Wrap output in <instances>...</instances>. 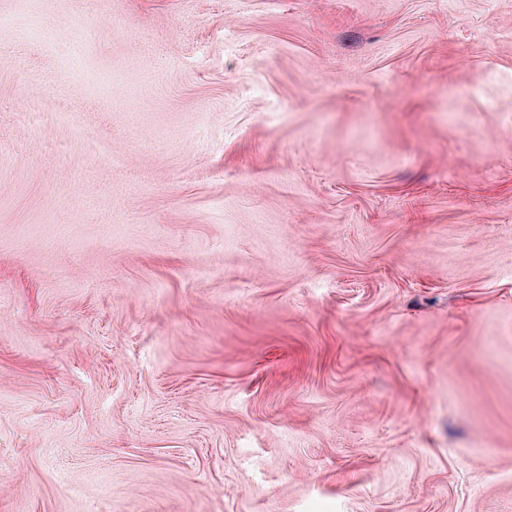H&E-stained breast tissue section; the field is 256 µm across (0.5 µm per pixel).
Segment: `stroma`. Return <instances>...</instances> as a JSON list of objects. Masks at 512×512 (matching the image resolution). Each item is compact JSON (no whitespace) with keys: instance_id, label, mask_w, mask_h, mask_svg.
Masks as SVG:
<instances>
[{"instance_id":"35a3bbf8","label":"stroma","mask_w":512,"mask_h":512,"mask_svg":"<svg viewBox=\"0 0 512 512\" xmlns=\"http://www.w3.org/2000/svg\"><path fill=\"white\" fill-rule=\"evenodd\" d=\"M0 512H512V0H0Z\"/></svg>"}]
</instances>
